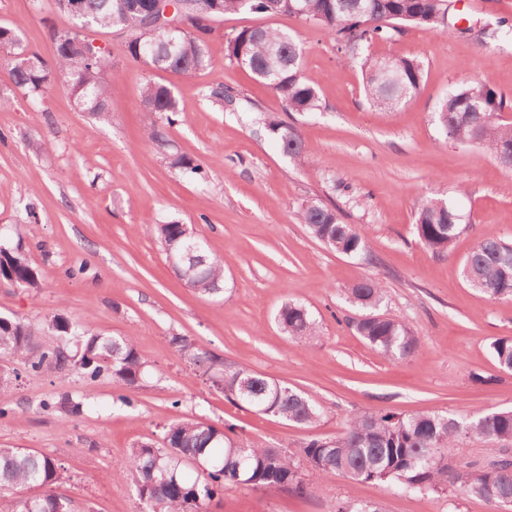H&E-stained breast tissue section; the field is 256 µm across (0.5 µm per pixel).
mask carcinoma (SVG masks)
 <instances>
[{"label":"carcinoma","instance_id":"cac0c4a2","mask_svg":"<svg viewBox=\"0 0 512 512\" xmlns=\"http://www.w3.org/2000/svg\"><path fill=\"white\" fill-rule=\"evenodd\" d=\"M82 15L94 31L127 30L129 59L178 78H190L211 65L207 38L212 29L206 18L229 13L295 15L310 22L332 40L362 75L365 99L370 107L394 112L420 90L423 62L417 58L391 60L397 79L391 85L379 81L384 58L370 51L376 41L392 39L401 26L443 34L450 24L451 0H183L188 27L181 31H154L146 26L141 6L148 0H80ZM57 55L52 63L37 54L27 55L31 65L15 68L21 54L17 31L0 26V60L8 63V77L19 89L36 95L55 77H68L66 89L78 106L101 119L109 117V85L106 74L115 71L112 56L91 50L86 37L74 29L54 33ZM303 50L290 33L271 27H250L227 38V60L248 70L254 79L269 86L281 99L283 112L307 114L322 108L319 93L302 74ZM209 97L230 112L238 111L240 93L228 88L213 89ZM141 106L148 138L169 167L181 173L200 175L203 168L190 156L173 150L166 126L178 112L170 86L147 81L141 88ZM512 101L480 81L452 86L436 113L446 138L474 146L512 169V122L503 114ZM245 119L265 129L281 151L303 167L313 162L306 152L298 127L275 113L254 106ZM308 233L330 249L349 256H370L371 243L365 233L342 222L336 210L318 199H308L297 211ZM464 216L444 199L423 202L415 215L417 235L427 249L451 254L463 233ZM153 231L165 252L185 250L183 224L176 219L158 222ZM199 274L184 279L201 295L223 290L224 264L211 249L195 258ZM464 280L491 300L512 299V240L484 239L464 256ZM0 279L17 288L39 289L42 280L28 251L17 241L0 247ZM349 299L360 309L361 320L349 324L372 348L402 360L417 356L420 341L404 323L378 313L383 288L367 278L348 289ZM277 323L285 335L307 344L316 336V324L302 304L288 300L279 309ZM169 343L196 372L203 374L217 365L212 353L185 336L173 335ZM501 368L512 370V338L491 344ZM26 358V371L37 374L46 367L74 371L91 379L108 375L120 389L140 386L147 375L135 341L129 336H102L90 320L74 321L55 313L36 326L20 318L0 315V359ZM224 397L246 404L259 414L312 427L323 416L322 407L299 390L260 373L231 365L217 374ZM67 416L83 414L87 405L69 395L54 403ZM234 425L219 429L193 419L175 420L164 427L160 444L145 441L134 445L124 466L113 476L131 474L141 512H207V507L224 486L233 484L253 491L280 489L305 495L323 476L344 474L354 483L379 482L404 493H458L491 504L512 501V465L499 459L485 468L470 470L451 466L448 457L466 439L512 443V410L478 412L464 419L446 412L400 414L388 409L356 415L347 421L342 435L334 439L314 438L303 447L308 464L300 470L283 448L232 437ZM196 458L209 459L213 466L202 475L190 467ZM62 474L47 455L25 448H0V490H36L32 498L0 496V512H73L71 500L54 491ZM335 512H382L373 503L349 496L336 501Z\"/></svg>","mask_w":512,"mask_h":512}]
</instances>
